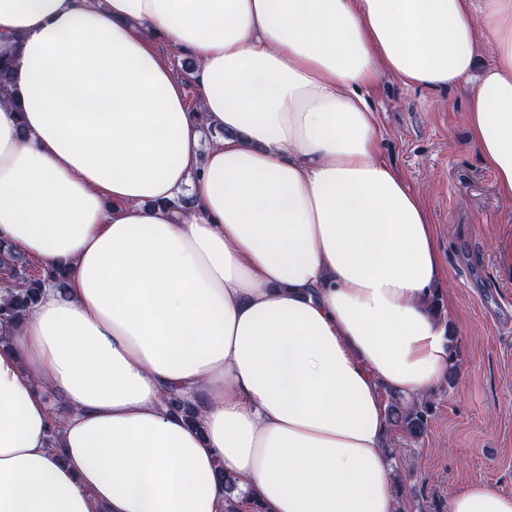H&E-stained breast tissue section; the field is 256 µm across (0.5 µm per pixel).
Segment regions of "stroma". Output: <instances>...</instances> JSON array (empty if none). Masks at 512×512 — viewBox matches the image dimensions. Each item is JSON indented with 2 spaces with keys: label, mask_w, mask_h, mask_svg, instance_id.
Masks as SVG:
<instances>
[{
  "label": "stroma",
  "mask_w": 512,
  "mask_h": 512,
  "mask_svg": "<svg viewBox=\"0 0 512 512\" xmlns=\"http://www.w3.org/2000/svg\"><path fill=\"white\" fill-rule=\"evenodd\" d=\"M380 155L418 191L435 227L444 280L435 292L458 338L453 383H440L427 435L389 442L411 512H449L468 484L512 493V202L468 142L467 101L458 89L429 90L382 78L368 93Z\"/></svg>",
  "instance_id": "stroma-1"
}]
</instances>
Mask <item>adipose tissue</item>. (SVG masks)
Here are the masks:
<instances>
[{"label":"adipose tissue","mask_w":512,"mask_h":512,"mask_svg":"<svg viewBox=\"0 0 512 512\" xmlns=\"http://www.w3.org/2000/svg\"><path fill=\"white\" fill-rule=\"evenodd\" d=\"M1 47L0 243L68 286L0 321V512H224L219 466L264 512H398L383 394L446 377L443 271L365 93L466 88L512 200V0H0Z\"/></svg>","instance_id":"obj_1"}]
</instances>
